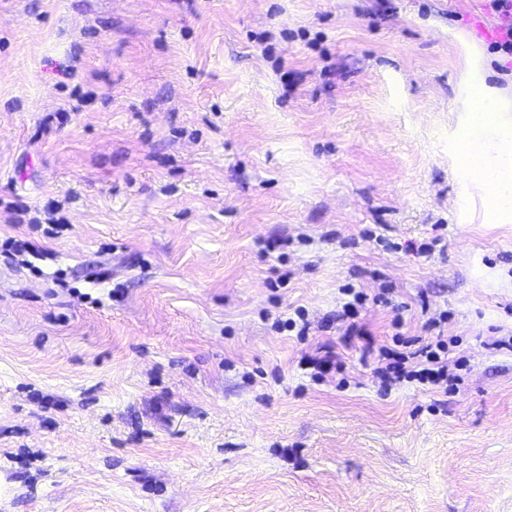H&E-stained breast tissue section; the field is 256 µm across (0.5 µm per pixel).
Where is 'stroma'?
<instances>
[{"label":"stroma","instance_id":"35a3bbf8","mask_svg":"<svg viewBox=\"0 0 512 512\" xmlns=\"http://www.w3.org/2000/svg\"><path fill=\"white\" fill-rule=\"evenodd\" d=\"M507 22L0 0V512H512V223L456 151L464 46L511 89ZM474 133L512 180V131ZM345 284L381 343L447 313L458 390L381 391ZM322 345L344 375L299 369ZM356 288L353 286L345 285L342 286L339 291L343 296L341 299L344 300L341 306V313H338V317H344L346 315L356 316L359 308H363L367 300V294L363 291H355ZM351 298V299H350Z\"/></svg>","mask_w":512,"mask_h":512}]
</instances>
